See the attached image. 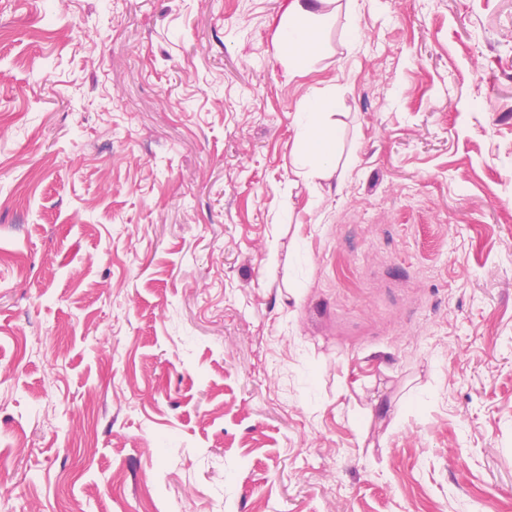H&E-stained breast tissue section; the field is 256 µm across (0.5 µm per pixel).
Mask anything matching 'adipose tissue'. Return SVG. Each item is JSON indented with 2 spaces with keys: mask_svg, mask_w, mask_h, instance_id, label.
<instances>
[{
  "mask_svg": "<svg viewBox=\"0 0 512 512\" xmlns=\"http://www.w3.org/2000/svg\"><path fill=\"white\" fill-rule=\"evenodd\" d=\"M316 8L315 0H288L276 29L277 43L293 71L303 70L308 59L320 50L313 26ZM335 107V96L320 90L313 91L300 105L299 129L305 149L294 155L292 164L307 170L309 176L324 177L330 166L328 143L335 138L336 129L326 119Z\"/></svg>",
  "mask_w": 512,
  "mask_h": 512,
  "instance_id": "adipose-tissue-1",
  "label": "adipose tissue"
}]
</instances>
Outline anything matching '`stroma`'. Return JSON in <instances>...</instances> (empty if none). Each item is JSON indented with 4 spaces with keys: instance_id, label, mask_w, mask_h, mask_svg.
I'll return each instance as SVG.
<instances>
[{
    "instance_id": "35a3bbf8",
    "label": "stroma",
    "mask_w": 512,
    "mask_h": 512,
    "mask_svg": "<svg viewBox=\"0 0 512 512\" xmlns=\"http://www.w3.org/2000/svg\"><path fill=\"white\" fill-rule=\"evenodd\" d=\"M285 5L0 0V512H512V0ZM317 3H335V0H317ZM316 2L289 0L275 33L278 46L293 71L304 70L308 59L316 55L319 41L313 21L319 16ZM336 107V98L326 92L314 90L300 105V136L306 146L294 155L292 164L296 169L309 168L306 174L322 179L330 167L328 142L335 138V126L326 122Z\"/></svg>"
}]
</instances>
